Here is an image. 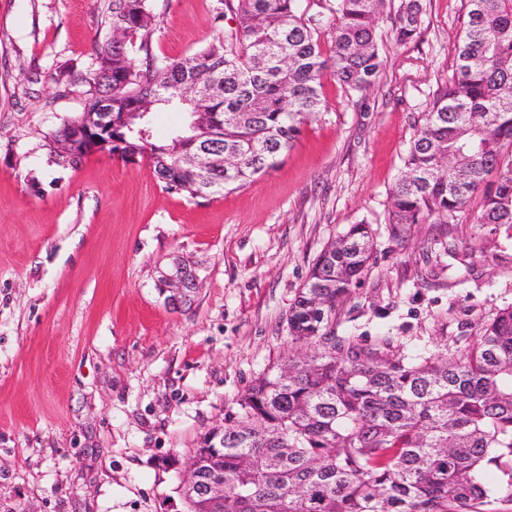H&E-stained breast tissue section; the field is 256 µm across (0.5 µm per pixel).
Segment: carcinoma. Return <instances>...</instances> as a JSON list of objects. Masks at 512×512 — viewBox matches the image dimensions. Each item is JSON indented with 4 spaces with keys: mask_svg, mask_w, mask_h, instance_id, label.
Wrapping results in <instances>:
<instances>
[{
    "mask_svg": "<svg viewBox=\"0 0 512 512\" xmlns=\"http://www.w3.org/2000/svg\"><path fill=\"white\" fill-rule=\"evenodd\" d=\"M393 0H334L331 15L307 0H224L230 39L177 60L150 53L151 0H112L122 44L96 47L112 64V111L183 107L187 126L165 144L139 135L149 118L112 127V155L146 157L171 193L206 198L275 168L302 127L325 111L322 79L347 92L371 88L383 69L377 26ZM465 20L451 83L414 133L390 193L389 223L446 224L486 176L495 188L479 224L512 226V0H463ZM421 0H400L399 44L420 34ZM329 50H324L323 39ZM112 55H107V52ZM86 109L107 92L87 80ZM210 114L207 141L224 144L230 170L198 177L184 157L201 146L196 113ZM368 225H350L317 257L288 310L290 336L322 342L336 302L371 259ZM365 349L345 339L255 380L224 447L200 456L201 480L224 479V504L198 498L192 512H503L512 505V307L498 311L464 349Z\"/></svg>",
    "mask_w": 512,
    "mask_h": 512,
    "instance_id": "cac0c4a2",
    "label": "carcinoma"
}]
</instances>
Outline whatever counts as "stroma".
<instances>
[{
	"label": "stroma",
	"instance_id": "35a3bbf8",
	"mask_svg": "<svg viewBox=\"0 0 512 512\" xmlns=\"http://www.w3.org/2000/svg\"><path fill=\"white\" fill-rule=\"evenodd\" d=\"M419 38L382 22L366 93L323 78L327 110L275 169L207 198L166 192L147 161L58 163L51 135L85 105L112 0H0V512H186L201 438L254 380L306 353L291 303L321 251L367 221L370 266L328 335L448 351L512 306V228L481 205L395 237L389 191L452 76L463 0H423ZM154 54L235 27L221 0H151ZM183 270L188 302L165 278Z\"/></svg>",
	"mask_w": 512,
	"mask_h": 512
}]
</instances>
